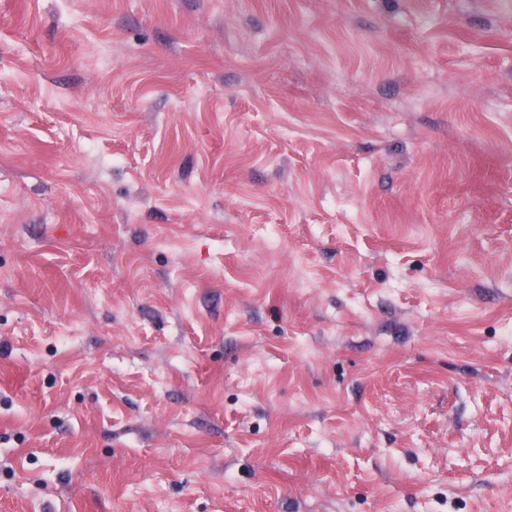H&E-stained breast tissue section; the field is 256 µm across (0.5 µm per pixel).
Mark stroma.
I'll list each match as a JSON object with an SVG mask.
<instances>
[{
  "instance_id": "obj_1",
  "label": "stroma",
  "mask_w": 512,
  "mask_h": 512,
  "mask_svg": "<svg viewBox=\"0 0 512 512\" xmlns=\"http://www.w3.org/2000/svg\"><path fill=\"white\" fill-rule=\"evenodd\" d=\"M0 512H512V0H0Z\"/></svg>"
}]
</instances>
